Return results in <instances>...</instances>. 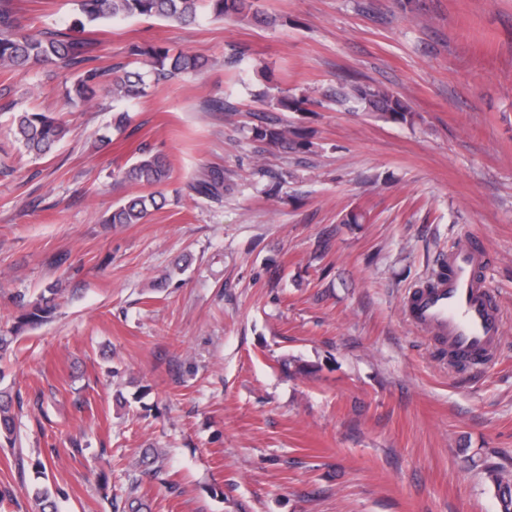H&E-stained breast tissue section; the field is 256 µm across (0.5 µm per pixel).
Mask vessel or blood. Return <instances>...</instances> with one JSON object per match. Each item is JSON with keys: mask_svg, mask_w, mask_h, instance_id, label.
<instances>
[{"mask_svg": "<svg viewBox=\"0 0 512 512\" xmlns=\"http://www.w3.org/2000/svg\"><path fill=\"white\" fill-rule=\"evenodd\" d=\"M485 262L470 239L458 240L448 252L447 278L434 279L408 302L413 322L437 334L462 364L489 363L503 334L502 315L477 277Z\"/></svg>", "mask_w": 512, "mask_h": 512, "instance_id": "vessel-or-blood-1", "label": "vessel or blood"}]
</instances>
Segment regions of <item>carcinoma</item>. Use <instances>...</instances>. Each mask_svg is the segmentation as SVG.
Here are the masks:
<instances>
[{
    "instance_id": "obj_1",
    "label": "carcinoma",
    "mask_w": 512,
    "mask_h": 512,
    "mask_svg": "<svg viewBox=\"0 0 512 512\" xmlns=\"http://www.w3.org/2000/svg\"><path fill=\"white\" fill-rule=\"evenodd\" d=\"M79 18L74 27L83 30L87 26L103 22L122 21L131 17L161 18L185 24L200 18L204 10L213 19L235 17L240 21L258 18L252 10L253 0H74ZM131 54L145 58L147 71H124L113 80L112 93L120 98L132 100L145 93L150 83L172 79L180 74L193 73L202 67L195 55L172 54L161 45L136 46ZM61 61L66 66L82 69L66 98L72 106L89 103L105 84L110 70L91 65L94 58L89 55V43L62 31L33 33L24 28L12 12L0 7V66L11 68L32 63ZM340 102L354 110L379 112L394 120L405 121L411 108L400 96L385 90L357 82L348 83L335 93ZM317 100L306 95L300 97L282 95L273 105L281 111L305 112L307 106ZM14 135L24 147L37 157L47 154L70 134L68 125L58 116L45 112H20L13 116ZM253 141L264 145L281 146L292 150L307 151L311 142L307 137L280 129L273 122H262L251 128ZM122 179L146 185L154 191L137 195L115 206L106 220L108 224H140L153 209L164 201L159 187L170 179V169L160 156L146 151L137 154L119 170ZM186 189L198 197L219 200L224 197V172L219 169H205L196 175ZM59 289L50 286L35 299L19 302L21 313L18 326L46 322L56 309ZM17 414L14 411L13 396L0 391V447H14L17 442ZM164 460L161 450L149 447L143 450L137 466L144 475H155ZM491 481L498 488L504 512H512V476L499 468L489 470ZM37 512H58L51 489L37 486L33 491Z\"/></svg>"
}]
</instances>
